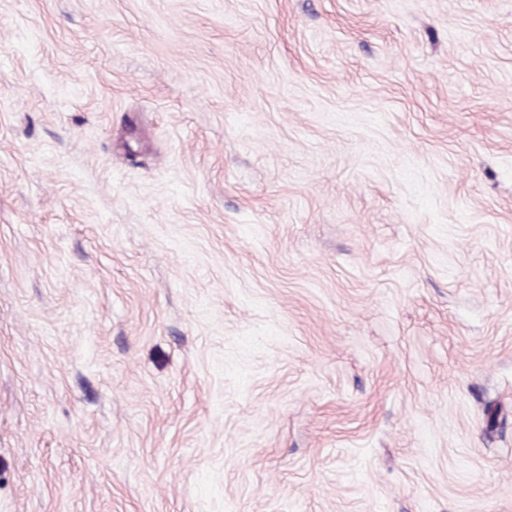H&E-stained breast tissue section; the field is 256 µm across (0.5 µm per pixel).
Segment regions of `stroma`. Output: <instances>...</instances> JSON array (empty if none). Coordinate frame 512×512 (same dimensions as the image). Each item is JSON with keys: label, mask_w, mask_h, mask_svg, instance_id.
<instances>
[{"label": "stroma", "mask_w": 512, "mask_h": 512, "mask_svg": "<svg viewBox=\"0 0 512 512\" xmlns=\"http://www.w3.org/2000/svg\"><path fill=\"white\" fill-rule=\"evenodd\" d=\"M0 512H512V0H0Z\"/></svg>", "instance_id": "stroma-1"}]
</instances>
